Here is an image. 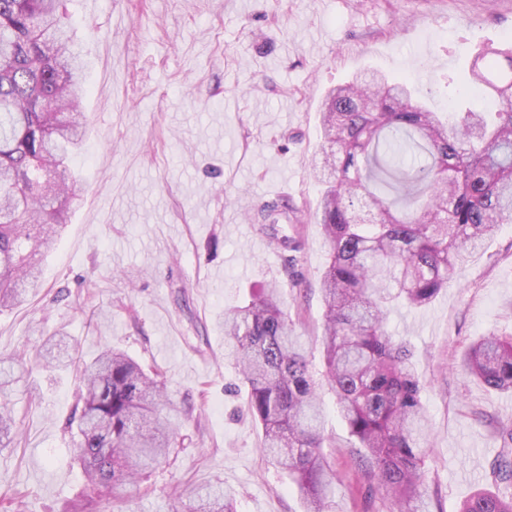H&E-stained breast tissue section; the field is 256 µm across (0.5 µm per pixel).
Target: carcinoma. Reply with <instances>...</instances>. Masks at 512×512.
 Here are the masks:
<instances>
[{"mask_svg":"<svg viewBox=\"0 0 512 512\" xmlns=\"http://www.w3.org/2000/svg\"><path fill=\"white\" fill-rule=\"evenodd\" d=\"M68 0H0V313L41 288L40 263L80 196L68 162L84 143L85 62ZM469 84L497 97L452 123L405 81L364 71L329 91L322 112V191L315 219L330 244L321 276L323 370L283 308L281 289L253 294L224 314L227 356L248 387L247 407L268 461L298 488L305 512H328L336 470L324 453L320 388L359 444L361 478L381 494L375 512H425L427 428L411 351L390 334L387 313L424 307L504 224H512V38L481 49ZM288 206L250 216L282 249ZM50 338L34 364L56 360ZM461 373L512 392V339L485 334L467 347ZM28 364L0 356V447L15 417L10 387ZM165 384L127 355L102 351L83 365L75 458L87 486L72 512H114L122 486L170 453L178 426L164 414ZM492 468L501 489L480 490L458 512H512V425ZM191 512H234L219 486L197 491Z\"/></svg>","mask_w":512,"mask_h":512,"instance_id":"carcinoma-1","label":"carcinoma"}]
</instances>
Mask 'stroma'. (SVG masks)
Segmentation results:
<instances>
[{
	"instance_id": "1",
	"label": "stroma",
	"mask_w": 512,
	"mask_h": 512,
	"mask_svg": "<svg viewBox=\"0 0 512 512\" xmlns=\"http://www.w3.org/2000/svg\"><path fill=\"white\" fill-rule=\"evenodd\" d=\"M88 68L87 138L70 161L83 199L43 264V286L0 314V355L32 358L53 335L83 360L112 347L159 371L180 425L169 458L130 487L123 512H189L198 489L234 494L235 512H303L268 465L224 357V313L278 284L321 369L319 283L330 246L314 219L321 103L376 69L408 79L430 109L475 105L465 89L479 49L512 35V0H70ZM266 202L304 217L303 247L279 248L248 215ZM412 347L431 432V512L490 486L512 424V394L465 380L455 363L475 337L512 338V224L430 305L393 309ZM79 373L34 372L12 394L13 443L0 450V507L67 512L85 478L69 426ZM339 479L329 512H363L357 442L322 388Z\"/></svg>"
}]
</instances>
